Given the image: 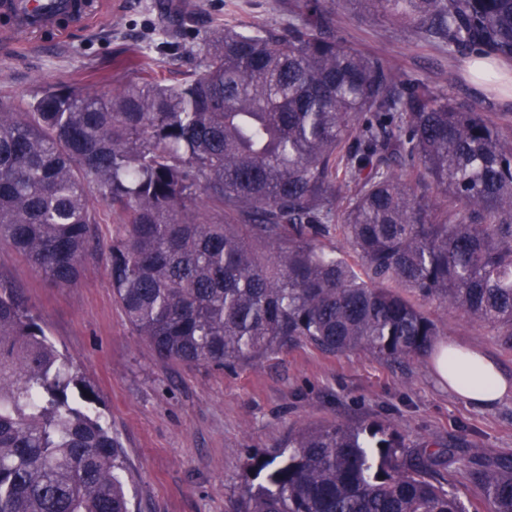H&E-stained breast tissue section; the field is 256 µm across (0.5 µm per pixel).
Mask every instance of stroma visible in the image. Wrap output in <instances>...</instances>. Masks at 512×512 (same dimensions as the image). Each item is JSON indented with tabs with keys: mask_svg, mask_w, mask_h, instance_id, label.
Wrapping results in <instances>:
<instances>
[{
	"mask_svg": "<svg viewBox=\"0 0 512 512\" xmlns=\"http://www.w3.org/2000/svg\"><path fill=\"white\" fill-rule=\"evenodd\" d=\"M327 6L348 45L391 57L409 81L512 128V91L476 85L466 59L348 0ZM297 9L298 0H114L90 29L61 24L27 35L13 33L12 19L0 12V98L26 100L48 85L137 79L135 51L186 17L202 36L217 23L283 29ZM94 206L100 246L85 257L74 286H54L4 244L0 278L23 290L50 338L97 385L123 445L133 512H235L247 458L305 424L386 420L414 449L440 443L466 455L512 456V395L489 409L474 406L438 383L426 355L384 361L300 342L234 368L160 360L113 298L106 245L123 233L121 212L99 199ZM423 309L443 339L483 351L512 380V351L495 329L448 306L427 302Z\"/></svg>",
	"mask_w": 512,
	"mask_h": 512,
	"instance_id": "35a3bbf8",
	"label": "stroma"
}]
</instances>
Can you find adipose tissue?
Segmentation results:
<instances>
[{
	"label": "adipose tissue",
	"instance_id": "ef3b65f1",
	"mask_svg": "<svg viewBox=\"0 0 512 512\" xmlns=\"http://www.w3.org/2000/svg\"><path fill=\"white\" fill-rule=\"evenodd\" d=\"M432 363L439 383L475 406L493 407L512 392V382L478 350L446 342L434 350Z\"/></svg>",
	"mask_w": 512,
	"mask_h": 512
}]
</instances>
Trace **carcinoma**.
Listing matches in <instances>:
<instances>
[{
    "instance_id": "1",
    "label": "carcinoma",
    "mask_w": 512,
    "mask_h": 512,
    "mask_svg": "<svg viewBox=\"0 0 512 512\" xmlns=\"http://www.w3.org/2000/svg\"><path fill=\"white\" fill-rule=\"evenodd\" d=\"M345 2L450 55L512 58V0ZM154 49L199 68L0 101L1 244L72 286L92 199L120 208L113 297L168 362L235 367L299 341L413 359L441 335L415 296L512 350V131L345 44L324 0L284 30L219 24ZM337 236L351 259L326 249ZM100 405L0 280V512H131ZM248 469L240 512H470L442 469L512 512V459L411 453L389 422L304 425Z\"/></svg>"
}]
</instances>
